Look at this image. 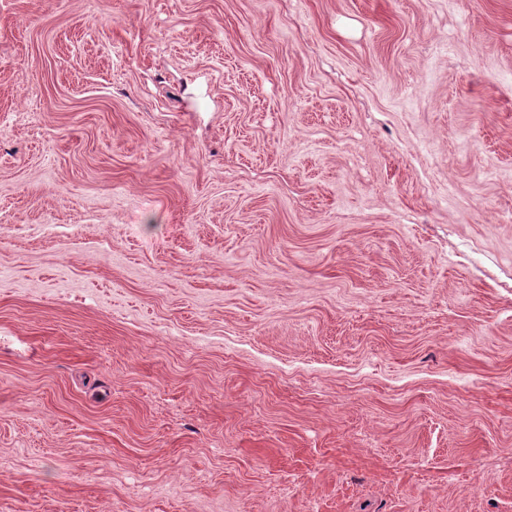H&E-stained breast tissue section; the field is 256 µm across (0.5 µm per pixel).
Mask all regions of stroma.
Wrapping results in <instances>:
<instances>
[{
	"label": "stroma",
	"instance_id": "35a3bbf8",
	"mask_svg": "<svg viewBox=\"0 0 512 512\" xmlns=\"http://www.w3.org/2000/svg\"><path fill=\"white\" fill-rule=\"evenodd\" d=\"M0 512H512V0H0Z\"/></svg>",
	"mask_w": 512,
	"mask_h": 512
}]
</instances>
